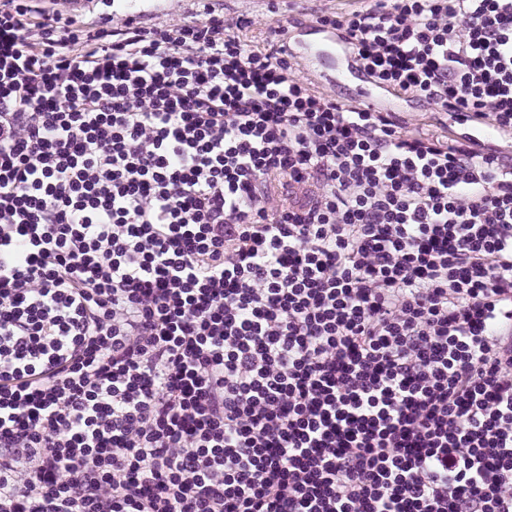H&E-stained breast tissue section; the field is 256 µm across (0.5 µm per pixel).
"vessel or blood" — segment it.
Listing matches in <instances>:
<instances>
[{"label":"vessel or blood","instance_id":"1","mask_svg":"<svg viewBox=\"0 0 512 512\" xmlns=\"http://www.w3.org/2000/svg\"><path fill=\"white\" fill-rule=\"evenodd\" d=\"M160 4L161 0H143L141 8L134 10L129 0H115L113 9L142 22L147 15L156 13ZM281 48L288 58L306 65L318 84H349V95L355 102L368 107L377 104L379 89L367 78H356L352 56L332 26L318 23L296 25L282 38Z\"/></svg>","mask_w":512,"mask_h":512}]
</instances>
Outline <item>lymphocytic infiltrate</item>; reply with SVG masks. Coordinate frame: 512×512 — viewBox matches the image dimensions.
<instances>
[{
  "instance_id": "obj_1",
  "label": "lymphocytic infiltrate",
  "mask_w": 512,
  "mask_h": 512,
  "mask_svg": "<svg viewBox=\"0 0 512 512\" xmlns=\"http://www.w3.org/2000/svg\"><path fill=\"white\" fill-rule=\"evenodd\" d=\"M317 21L512 133V0ZM249 24L0 0V512H512V157ZM358 81L352 87L349 85V95L355 101L361 105L374 107L380 98V90L375 86V84L363 77H357ZM405 120L414 127L428 128V124L443 127L444 125H452L453 129L458 133L465 132V126L454 123L445 112L439 111L434 106H423L416 102L404 103ZM428 117L432 118L429 119ZM440 122V123H438Z\"/></svg>"
}]
</instances>
